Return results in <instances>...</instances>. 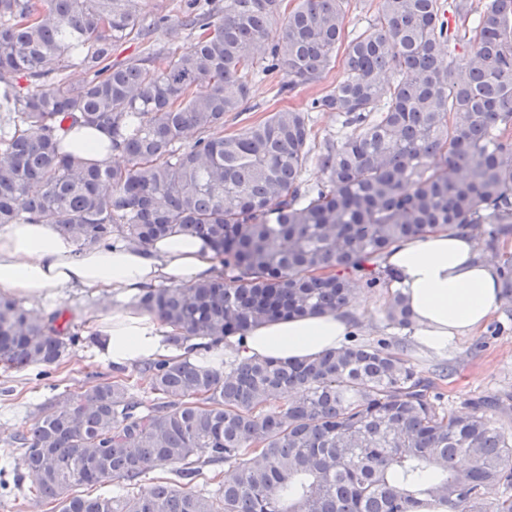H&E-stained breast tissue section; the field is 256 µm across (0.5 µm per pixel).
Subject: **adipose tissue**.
<instances>
[{"instance_id":"ef3b65f1","label":"adipose tissue","mask_w":512,"mask_h":512,"mask_svg":"<svg viewBox=\"0 0 512 512\" xmlns=\"http://www.w3.org/2000/svg\"><path fill=\"white\" fill-rule=\"evenodd\" d=\"M62 143L84 159H113L111 139L101 129L73 126ZM385 265L411 311L413 335L428 351L445 352L456 339L484 330L499 303L497 267L479 257L469 229L432 231L395 245ZM213 274L212 250L188 234L146 247L119 241L82 250L47 221L0 227V291L46 306L73 288L111 298L112 313L87 309L82 319L100 334L104 358L121 367L172 355L165 341L171 327L139 306L141 296L161 283L189 284ZM353 332L341 309L260 324L233 350L242 357L304 360L342 347Z\"/></svg>"}]
</instances>
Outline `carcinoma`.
Listing matches in <instances>:
<instances>
[{"mask_svg":"<svg viewBox=\"0 0 512 512\" xmlns=\"http://www.w3.org/2000/svg\"><path fill=\"white\" fill-rule=\"evenodd\" d=\"M345 3L224 0L216 21L177 22L194 36L187 50L115 61L158 24L141 0H0V226L48 220L81 248L188 232L222 265L140 300L175 328L179 351L144 364L150 402L118 368L16 427L37 478L19 512H418L421 495L444 512H512V436L483 402L445 411L387 340L294 362L209 355L261 323L347 306L386 282L394 244L470 224L489 225L493 249L512 237V0H453L455 16L477 13L468 38L442 0H378L344 46ZM342 46L344 77L311 102L350 128L317 155L326 183L302 179L306 112L223 134L259 61L291 92L321 81ZM77 123L110 134L124 164L63 152ZM499 274L512 306V256ZM60 316L0 294V366L48 375L71 346L100 343ZM387 318L410 324L397 293ZM219 463L234 478L213 471L206 493L169 481L128 492L158 467L189 484Z\"/></svg>","mask_w":512,"mask_h":512,"instance_id":"1","label":"carcinoma"}]
</instances>
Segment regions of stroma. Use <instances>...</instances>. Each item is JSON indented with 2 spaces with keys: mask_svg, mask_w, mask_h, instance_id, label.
<instances>
[{
  "mask_svg": "<svg viewBox=\"0 0 512 512\" xmlns=\"http://www.w3.org/2000/svg\"><path fill=\"white\" fill-rule=\"evenodd\" d=\"M188 0H143L144 10L160 22L148 40L133 39L118 50L119 58L139 54L145 45L157 49H188L193 39L174 35L172 26L181 16ZM344 75L343 62H336L321 84L301 87L292 92H280V73L262 75L251 83L250 94L241 113L224 119L225 134L239 132L269 113L280 109L310 112L312 99L322 87L336 84ZM316 144L336 138L343 132L342 119L334 112H310ZM357 298L364 305L354 314L359 326L357 340L373 343L387 339L403 348L406 358L425 375L435 378L448 409L458 412L471 408L478 400L493 401L487 414L494 424L512 435V311L498 307L485 330L461 338L457 345L437 355L419 347L410 329L391 324L386 317L390 297L383 288H360ZM113 374L112 363L104 360L97 346L81 342L68 350L57 371L41 377L37 368L22 371L0 368V466L6 467L13 482L10 493L0 492V512H14L15 501L35 484L24 454L11 445L12 435L20 422L35 415L38 407L54 394L55 389L80 391L93 378L108 379Z\"/></svg>",
  "mask_w": 512,
  "mask_h": 512,
  "instance_id": "35a3bbf8",
  "label": "stroma"
}]
</instances>
